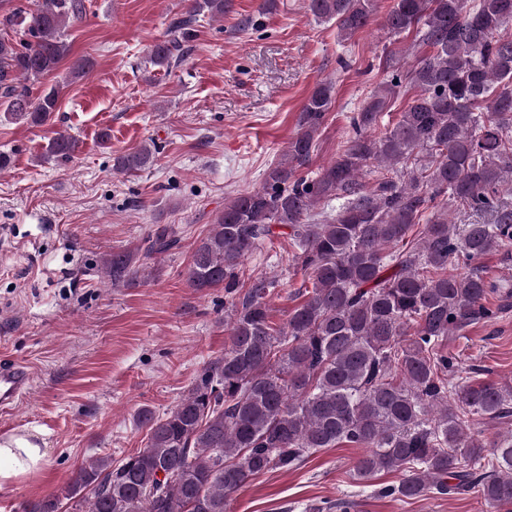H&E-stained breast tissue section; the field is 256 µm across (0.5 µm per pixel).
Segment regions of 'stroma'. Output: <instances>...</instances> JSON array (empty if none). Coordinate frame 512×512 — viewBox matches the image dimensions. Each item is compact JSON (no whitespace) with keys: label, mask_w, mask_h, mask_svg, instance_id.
Segmentation results:
<instances>
[{"label":"stroma","mask_w":512,"mask_h":512,"mask_svg":"<svg viewBox=\"0 0 512 512\" xmlns=\"http://www.w3.org/2000/svg\"><path fill=\"white\" fill-rule=\"evenodd\" d=\"M220 20L201 16L180 66L147 61L170 20L190 0H87L69 23L67 57L32 87H59L58 110L42 126L0 112V360L26 364L29 396L0 417V435L38 433L49 462L0 489V512L58 494L96 457L121 459L144 447L136 414L170 410L211 362L224 354V289L191 288L194 242L207 234L225 203L258 189L283 159L299 112L317 83L334 84L332 106L314 141L309 173L336 159L352 134L357 110L384 78L383 48H412L414 34L382 27L391 0H377L374 21L349 40L334 22L317 21L305 0H229ZM93 70L71 79L73 63ZM65 130L78 141L67 161L45 159L49 140ZM156 145L154 164L116 172L118 156ZM172 224L178 248L145 262L144 278L112 287L101 261L134 250L152 225ZM241 278L266 277L275 327L312 284L273 238L245 257ZM460 369L512 383V304L492 320L450 340ZM359 448L345 444L310 454L293 470L252 478L228 512H305L311 503L359 491V512H492L474 494L392 500L376 487L398 482L381 472L358 487Z\"/></svg>","instance_id":"35a3bbf8"}]
</instances>
